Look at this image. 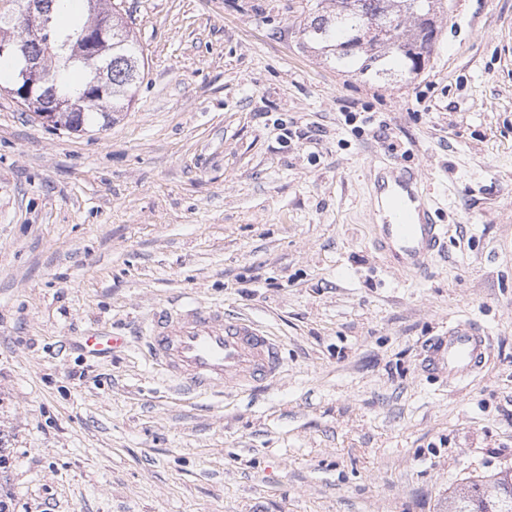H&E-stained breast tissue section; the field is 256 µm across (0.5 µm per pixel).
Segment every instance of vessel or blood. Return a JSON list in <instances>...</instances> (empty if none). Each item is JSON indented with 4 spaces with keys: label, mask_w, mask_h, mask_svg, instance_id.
<instances>
[{
    "label": "vessel or blood",
    "mask_w": 512,
    "mask_h": 512,
    "mask_svg": "<svg viewBox=\"0 0 512 512\" xmlns=\"http://www.w3.org/2000/svg\"><path fill=\"white\" fill-rule=\"evenodd\" d=\"M375 190L379 251L392 268L424 274L442 249L446 230L435 223L415 173L390 168L377 179ZM125 343V337L100 333L86 337L84 347L100 354ZM146 347L153 370L187 394L222 386L246 389L276 378L283 366L281 344L256 322L180 299L155 310L146 327ZM486 356V336L460 319L428 342L423 369L461 383L482 370Z\"/></svg>",
    "instance_id": "b4317fda"
}]
</instances>
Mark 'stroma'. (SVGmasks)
Returning a JSON list of instances; mask_svg holds the SVG:
<instances>
[{
	"label": "stroma",
	"mask_w": 512,
	"mask_h": 512,
	"mask_svg": "<svg viewBox=\"0 0 512 512\" xmlns=\"http://www.w3.org/2000/svg\"><path fill=\"white\" fill-rule=\"evenodd\" d=\"M145 77L105 130L0 92V492L16 512H446L512 469V0H448L408 83L302 45L306 0H121ZM415 170L446 225L426 276L375 246L374 179ZM224 305L281 377L181 394L141 326ZM475 321L459 386L428 341ZM99 330L126 337L85 351ZM487 337L468 319L448 325V332L432 338L426 345L423 370L441 372L448 383H462L485 365Z\"/></svg>",
	"instance_id": "stroma-1"
}]
</instances>
